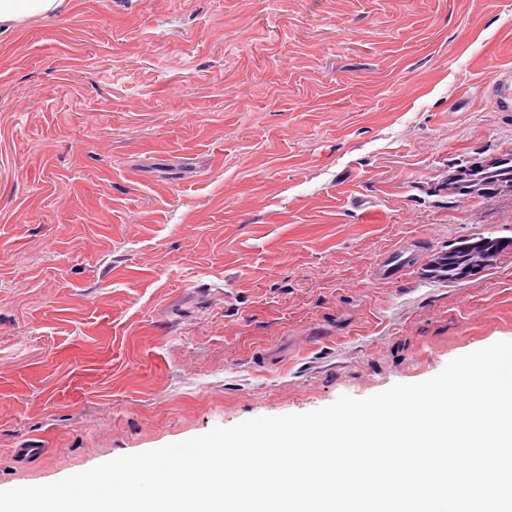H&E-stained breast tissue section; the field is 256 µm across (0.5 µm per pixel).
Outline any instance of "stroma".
<instances>
[{
    "mask_svg": "<svg viewBox=\"0 0 512 512\" xmlns=\"http://www.w3.org/2000/svg\"><path fill=\"white\" fill-rule=\"evenodd\" d=\"M512 0H64L0 28V490L512 341ZM420 268L376 280L391 248ZM489 95L497 112H512V68L502 66L497 70ZM452 168L446 190L461 202L477 199L495 205L504 195L512 197L511 153L487 159L465 157ZM491 239L489 236L478 233L452 244L446 254L439 255L441 261L430 267L429 276L444 282L457 283L462 280V273L467 267H481L484 270L489 268L502 253H497L492 244L495 248L503 249L504 252L511 250L512 241L499 238L491 241ZM455 246L458 247L454 248Z\"/></svg>",
    "mask_w": 512,
    "mask_h": 512,
    "instance_id": "1",
    "label": "stroma"
}]
</instances>
